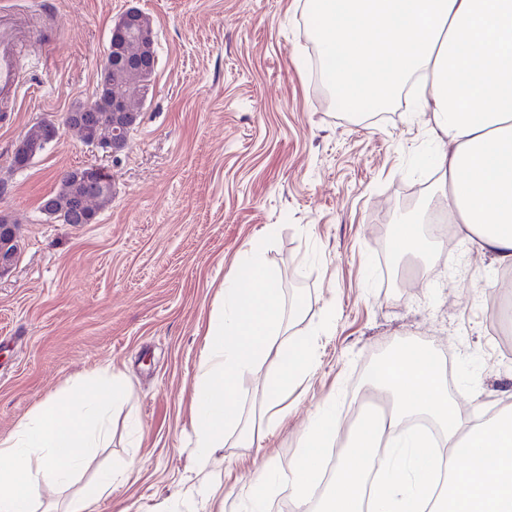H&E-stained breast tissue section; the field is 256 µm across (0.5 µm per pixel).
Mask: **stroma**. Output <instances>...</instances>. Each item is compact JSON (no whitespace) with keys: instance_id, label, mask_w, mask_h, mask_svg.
<instances>
[{"instance_id":"obj_1","label":"stroma","mask_w":512,"mask_h":512,"mask_svg":"<svg viewBox=\"0 0 512 512\" xmlns=\"http://www.w3.org/2000/svg\"><path fill=\"white\" fill-rule=\"evenodd\" d=\"M132 7L153 22L157 66L115 163L61 122L94 101L112 26ZM0 12L24 22L22 89L0 111V213L21 232L0 275V437L76 381L125 382L108 446L69 486L44 484L38 512H64L133 458L96 512H252L259 501L278 512L284 492L255 486L260 462L289 472L324 407L349 425L376 361L410 342L451 358L464 411L512 402V364L488 332L494 303L512 305V274L452 233L381 268L401 203H442L437 146L411 97L360 119L320 94L308 0H0ZM44 118L60 123L57 142L13 169L18 139ZM90 165L111 174V206L93 224L46 221L43 198ZM269 225L274 285L302 307L292 334L308 338L316 368L261 449L230 431L202 461L191 398L207 333L226 276Z\"/></svg>"}]
</instances>
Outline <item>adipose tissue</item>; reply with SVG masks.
<instances>
[{
	"instance_id": "obj_1",
	"label": "adipose tissue",
	"mask_w": 512,
	"mask_h": 512,
	"mask_svg": "<svg viewBox=\"0 0 512 512\" xmlns=\"http://www.w3.org/2000/svg\"><path fill=\"white\" fill-rule=\"evenodd\" d=\"M320 54L345 111L384 110L413 75L423 80L421 109L440 147L437 167L448 228L502 270H512V0H314ZM284 303L265 245L253 241L228 276L194 384L192 429L200 459L238 431L254 447L280 420L291 389L314 369L306 341L283 333ZM266 366L259 426L242 424L238 380ZM366 391L392 402L380 436L360 425L363 451L337 464L319 501L317 447L341 429L330 409L306 427L302 453L278 485L309 512H512V404L476 423L453 396L435 349L407 346L383 358ZM124 397L120 378L73 385L50 397L0 438V512H37L39 487L71 482L109 438L106 415ZM415 415L439 428L443 455L407 428ZM444 494L435 474L464 449Z\"/></svg>"
}]
</instances>
